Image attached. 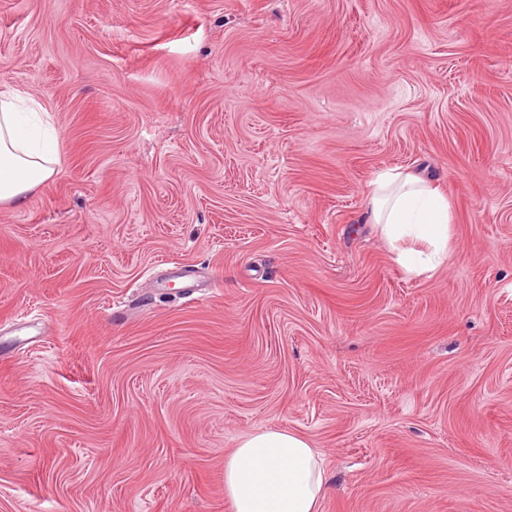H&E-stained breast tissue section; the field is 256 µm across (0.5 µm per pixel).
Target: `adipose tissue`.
Segmentation results:
<instances>
[{"label": "adipose tissue", "mask_w": 512, "mask_h": 512, "mask_svg": "<svg viewBox=\"0 0 512 512\" xmlns=\"http://www.w3.org/2000/svg\"><path fill=\"white\" fill-rule=\"evenodd\" d=\"M58 157L23 99L0 82V203L25 206L52 179ZM370 223L393 243L406 239L418 249L402 251L408 271H430L445 264L451 224L450 205L439 187L396 170L371 184ZM328 490L324 460L305 437L264 430L242 438L224 459V496L231 512H321Z\"/></svg>", "instance_id": "obj_1"}]
</instances>
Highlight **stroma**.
I'll return each instance as SVG.
<instances>
[{
    "instance_id": "35a3bbf8",
    "label": "stroma",
    "mask_w": 512,
    "mask_h": 512,
    "mask_svg": "<svg viewBox=\"0 0 512 512\" xmlns=\"http://www.w3.org/2000/svg\"><path fill=\"white\" fill-rule=\"evenodd\" d=\"M0 81L59 158L0 204V512H231L263 429L323 512H512V0H0ZM369 222L379 224L391 243L409 239L424 246L399 255L409 272L435 270L449 259L448 199L415 174L395 169L378 174L371 183Z\"/></svg>"
}]
</instances>
